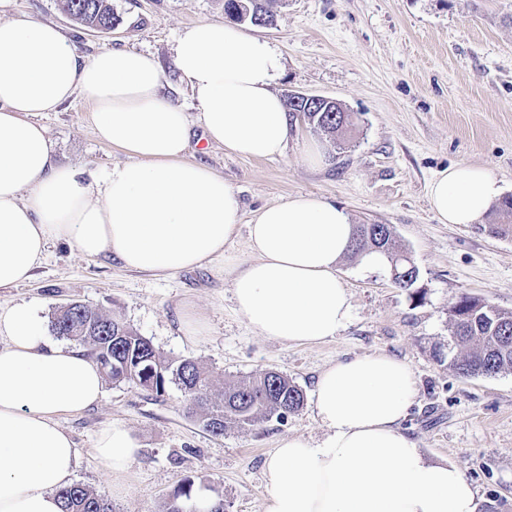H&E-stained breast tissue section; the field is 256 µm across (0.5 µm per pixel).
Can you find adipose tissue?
<instances>
[{
  "mask_svg": "<svg viewBox=\"0 0 512 512\" xmlns=\"http://www.w3.org/2000/svg\"><path fill=\"white\" fill-rule=\"evenodd\" d=\"M0 0V287L30 280L51 242L164 276L223 261L247 233L251 259L231 270L235 306L257 334L288 343L335 338L351 315L337 273L356 231L336 203L299 194L244 222L235 190L187 158L192 126L226 152L265 159L288 145L290 117L272 85L275 49L231 22L177 35L174 69L195 115L163 88L149 54L104 49L82 59L61 30L11 16ZM92 107L98 138L127 155L102 171L59 166L39 116L68 102ZM501 187L488 169L457 164L429 186L439 223L477 224ZM104 396V376L80 348L52 341L37 310L0 306V512H61L79 450L61 426ZM417 396L409 364L386 353L328 365L315 384L327 434L282 439L266 460L263 512H477L458 466L427 459L403 422ZM93 448L113 483L140 445L123 426Z\"/></svg>",
  "mask_w": 512,
  "mask_h": 512,
  "instance_id": "ef3b65f1",
  "label": "adipose tissue"
}]
</instances>
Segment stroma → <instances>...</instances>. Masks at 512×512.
Returning a JSON list of instances; mask_svg holds the SVG:
<instances>
[{"label":"stroma","instance_id":"35a3bbf8","mask_svg":"<svg viewBox=\"0 0 512 512\" xmlns=\"http://www.w3.org/2000/svg\"><path fill=\"white\" fill-rule=\"evenodd\" d=\"M109 3L115 29L93 32L58 0H16L19 12L59 27L82 56L105 48L153 55L167 93L195 114L173 68L175 38L185 26L224 20V0ZM271 7L274 25L247 31L282 58L276 91L336 100L350 115V137L336 145L297 113L281 157L226 153L196 127L189 159L223 174L248 219L289 196L314 194L343 206L353 223L390 225L418 280L402 289L388 263L367 267L347 257L339 275L352 304L348 325L331 340L288 344L257 335L235 310L229 268L250 259L246 236L228 246L223 262L165 277L50 243L30 281L0 288L1 306L26 301L47 319L58 306L81 302L129 324L165 359L197 361L215 383L276 370L305 394L303 407L285 418L216 436L187 414L178 389L158 400L130 384L106 383L100 403L60 418L80 452L74 480L114 512H165L188 479L210 485L226 512H262L263 467L279 440L316 441L324 433L315 409L318 374L341 359L387 353L414 371L417 397L405 431L428 457L461 469L480 507L512 512V371L465 377L447 352L448 306L458 296L512 311V232L489 234L495 212L480 224L438 223L428 200L431 179L459 163L489 168L512 196V0H273ZM43 123L60 165L93 171L127 160L99 141L81 102L62 105ZM313 143L326 155L319 168L304 159ZM188 309L206 318L202 335L182 330ZM112 423L140 445L120 494L93 450L98 430Z\"/></svg>","mask_w":512,"mask_h":512}]
</instances>
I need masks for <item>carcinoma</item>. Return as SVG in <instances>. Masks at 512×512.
<instances>
[{"label": "carcinoma", "instance_id": "1", "mask_svg": "<svg viewBox=\"0 0 512 512\" xmlns=\"http://www.w3.org/2000/svg\"><path fill=\"white\" fill-rule=\"evenodd\" d=\"M60 7L91 29L115 25L108 0H60ZM224 12L237 21L256 15L274 18L264 0H224ZM285 104L288 112L301 113L317 131L339 136L346 130L347 115L336 111L334 105L290 97ZM498 212L502 223L490 226L493 235L512 230V197L502 200ZM366 249L382 252L400 274L408 268L398 261L401 252L395 248L394 231L388 224L356 226L353 251ZM448 317L452 327L448 349L457 347L462 352L452 358L459 374L492 377L512 370V311L462 295L448 307ZM51 329L57 336L87 347L90 358L115 383L138 385L157 399L176 386L185 396L187 413L215 435L224 434L231 423L245 427L262 418L281 419L304 405L302 390L288 376L273 370L247 382L227 381L214 397L210 378L197 362L183 359L174 363L161 357L131 326L79 302L71 310L55 309ZM199 491L195 481L186 480L172 495L167 512H178L184 501ZM58 495L62 512H112L110 503L79 483L60 489Z\"/></svg>", "mask_w": 512, "mask_h": 512}]
</instances>
